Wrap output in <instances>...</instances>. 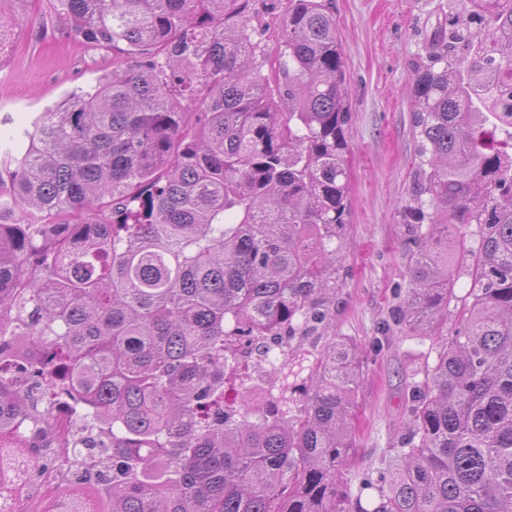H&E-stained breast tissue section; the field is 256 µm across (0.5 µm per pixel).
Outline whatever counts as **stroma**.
I'll use <instances>...</instances> for the list:
<instances>
[{
  "label": "stroma",
  "instance_id": "obj_1",
  "mask_svg": "<svg viewBox=\"0 0 512 512\" xmlns=\"http://www.w3.org/2000/svg\"><path fill=\"white\" fill-rule=\"evenodd\" d=\"M458 0H332L344 52L351 121L346 128L350 213L336 333L367 348L355 399L359 446L347 474L357 491L363 473L385 467L403 423L405 380L423 369L431 342L394 328L395 339L372 352L408 287L411 212L420 164L415 70ZM112 72V53L75 39L59 0H18L0 13V158L23 148L24 129L70 93Z\"/></svg>",
  "mask_w": 512,
  "mask_h": 512
}]
</instances>
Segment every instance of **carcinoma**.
I'll return each instance as SVG.
<instances>
[{
    "label": "carcinoma",
    "instance_id": "carcinoma-1",
    "mask_svg": "<svg viewBox=\"0 0 512 512\" xmlns=\"http://www.w3.org/2000/svg\"><path fill=\"white\" fill-rule=\"evenodd\" d=\"M253 2L61 0L113 69L0 161V336L27 338L0 344V460L38 462L10 431L66 395L112 457L70 512H512V0H461L416 70L435 212L396 322L434 358L353 499L342 44L331 0H286L272 55ZM467 224L472 301L443 335Z\"/></svg>",
    "mask_w": 512,
    "mask_h": 512
}]
</instances>
